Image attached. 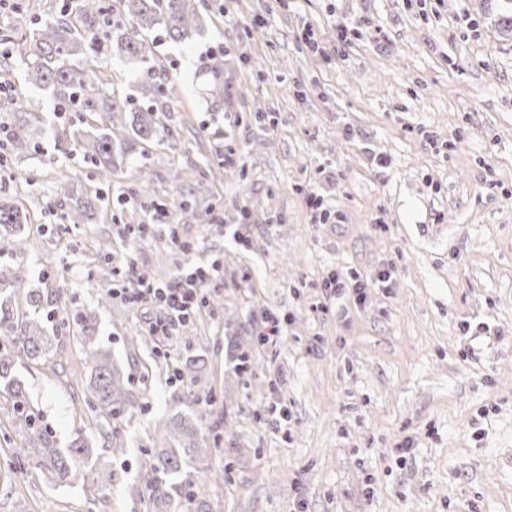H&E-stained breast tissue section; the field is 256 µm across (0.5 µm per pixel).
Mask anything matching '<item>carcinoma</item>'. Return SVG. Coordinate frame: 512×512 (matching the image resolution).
I'll return each mask as SVG.
<instances>
[{
	"label": "carcinoma",
	"instance_id": "carcinoma-1",
	"mask_svg": "<svg viewBox=\"0 0 512 512\" xmlns=\"http://www.w3.org/2000/svg\"><path fill=\"white\" fill-rule=\"evenodd\" d=\"M71 8L88 29H97L94 39L108 40L112 52L139 72L132 91L118 88L112 71L83 63L87 39L69 20ZM33 23L36 27L28 35L4 37L0 56L16 59L28 84L50 90L63 119L56 132L58 151L65 158L79 151L92 167L89 175L80 168L60 166L69 203L50 214L58 224H98L108 213L104 191L111 188L129 143L160 145L169 136L163 113L178 99L179 84L153 53L149 36L194 40L203 35L204 16L195 0H118L116 6L105 0H66L58 15ZM195 77L202 95L224 101V47L200 58ZM24 107L18 93L0 95V115L8 117ZM68 112L83 116L75 122ZM26 223L21 199L0 200V381L24 426V453L35 468L50 485L77 482L86 498L95 499L112 488L114 473L105 469L104 459L125 454L119 425L131 405L130 380L108 352L94 346L95 313H78L76 338L90 364L84 411L74 421V436L64 445L41 423L40 412L12 374L17 365L45 359L53 342L43 323L42 295L25 287L21 248L14 240L16 228ZM176 372L181 386L173 398L189 406L199 397V368L193 360L177 366ZM154 433L155 448L148 453L141 477L127 485L128 494L144 504V512H179L200 504L208 486L197 483L190 466L198 451L194 425L189 420L159 421Z\"/></svg>",
	"mask_w": 512,
	"mask_h": 512
}]
</instances>
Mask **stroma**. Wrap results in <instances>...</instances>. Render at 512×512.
<instances>
[{"label": "stroma", "instance_id": "obj_1", "mask_svg": "<svg viewBox=\"0 0 512 512\" xmlns=\"http://www.w3.org/2000/svg\"><path fill=\"white\" fill-rule=\"evenodd\" d=\"M196 2L203 38L155 47L181 80L169 136L127 157L111 192L127 202L108 219L55 228L43 204L67 193L51 136L11 145L4 160L0 193L27 194L21 260L55 337L49 361L19 371L31 402L69 440L74 399L58 381L89 373L71 315L91 309L96 345L132 381L136 406L120 425L129 478L156 420L192 417L205 512H289L294 490L307 512H512V37L490 0ZM61 5L10 0L0 31L28 33ZM341 20L359 28L343 56L299 39L307 28L333 46ZM218 45L228 53L217 108L192 74ZM313 192L340 223H312ZM185 206L201 218L179 224L180 237L194 260L223 263L224 282L214 305L175 327L166 359L145 334L157 309L102 298L127 287L129 265L150 282L174 277L186 257L159 220ZM126 224L145 227L127 249L116 244ZM103 240L114 243L106 255ZM386 267L390 286L361 304L325 301L331 270ZM265 310L287 319L274 344L258 340ZM239 344L252 347L253 374L231 366ZM191 358L215 397L189 407L172 400L169 377ZM21 435L0 395V512H142L119 484L92 503L46 484Z\"/></svg>", "mask_w": 512, "mask_h": 512}]
</instances>
